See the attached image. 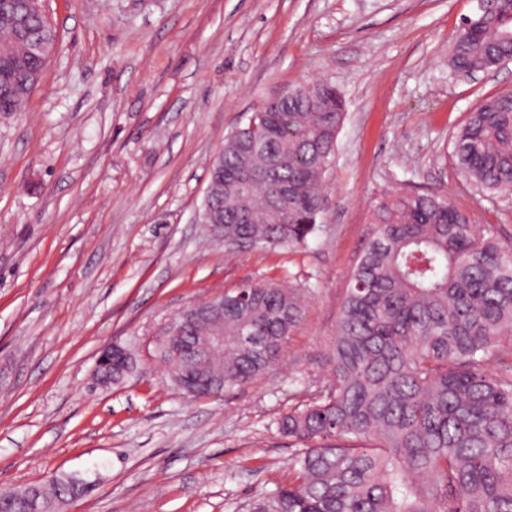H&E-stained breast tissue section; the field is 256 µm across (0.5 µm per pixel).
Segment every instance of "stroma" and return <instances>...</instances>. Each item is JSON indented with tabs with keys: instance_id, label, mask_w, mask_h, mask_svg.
<instances>
[{
	"instance_id": "1",
	"label": "stroma",
	"mask_w": 512,
	"mask_h": 512,
	"mask_svg": "<svg viewBox=\"0 0 512 512\" xmlns=\"http://www.w3.org/2000/svg\"><path fill=\"white\" fill-rule=\"evenodd\" d=\"M58 46L25 111L0 113V487L67 475L64 512H250L293 479L277 421L324 387L347 275L387 191L441 190L512 244V198L455 171L450 137L512 62L448 74L478 0H44ZM345 102L307 247L226 252L202 222L226 136L287 86ZM308 285L261 380L176 387L155 351L183 308L246 282ZM136 373L92 388L103 347Z\"/></svg>"
}]
</instances>
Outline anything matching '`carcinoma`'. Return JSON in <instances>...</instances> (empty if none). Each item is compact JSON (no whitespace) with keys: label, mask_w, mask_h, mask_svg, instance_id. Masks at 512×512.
<instances>
[{"label":"carcinoma","mask_w":512,"mask_h":512,"mask_svg":"<svg viewBox=\"0 0 512 512\" xmlns=\"http://www.w3.org/2000/svg\"><path fill=\"white\" fill-rule=\"evenodd\" d=\"M31 38L55 50L57 29L28 12ZM0 17V112H20L47 61L32 57ZM512 52V0L468 17L448 54L453 76L495 71ZM224 139L223 172L209 173L214 235L229 251L292 249L319 228L323 183L345 119L336 87L313 80ZM460 177L484 196L512 197V91L483 98L452 134ZM276 186L288 187L280 204ZM373 233L348 274L326 357L327 386L277 422L305 445L295 481L255 512H512V248L441 191L403 186L370 215ZM306 287L272 278L224 292V346L182 368L183 390L212 395L262 379L304 314ZM208 324L184 337L202 343ZM494 363L493 370L487 364ZM137 369L128 347L112 384ZM35 492L52 512L83 485L0 490V512H22Z\"/></svg>","instance_id":"carcinoma-1"}]
</instances>
